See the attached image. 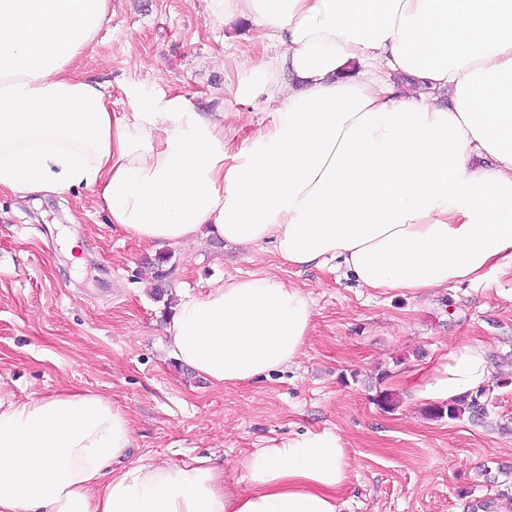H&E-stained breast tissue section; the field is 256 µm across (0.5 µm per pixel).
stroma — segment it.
<instances>
[{
	"label": "stroma",
	"mask_w": 512,
	"mask_h": 512,
	"mask_svg": "<svg viewBox=\"0 0 512 512\" xmlns=\"http://www.w3.org/2000/svg\"><path fill=\"white\" fill-rule=\"evenodd\" d=\"M264 47L245 21L211 22L205 0H112L72 72L108 81L113 111L179 94L233 113L245 138L269 107L237 97L236 63ZM95 199L92 186L36 200L0 192V386L15 398L105 393L131 418L129 461L207 458L241 491L242 457L291 433L336 431L351 464L342 512H464L467 498L512 485V473L494 485L484 476L512 465V303L495 289L383 294L329 265L289 266L269 246L145 244L115 229ZM68 237L82 271L66 256ZM162 252L175 294L249 273L307 292L313 328L300 357L230 386L179 365L164 334L170 308L151 293L148 265ZM469 341L488 346L494 368L485 422L429 417L410 399L413 374ZM381 391L393 409L377 405Z\"/></svg>",
	"instance_id": "35a3bbf8"
}]
</instances>
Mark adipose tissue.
Wrapping results in <instances>:
<instances>
[{
    "label": "adipose tissue",
    "mask_w": 512,
    "mask_h": 512,
    "mask_svg": "<svg viewBox=\"0 0 512 512\" xmlns=\"http://www.w3.org/2000/svg\"><path fill=\"white\" fill-rule=\"evenodd\" d=\"M206 3L273 49L237 86L274 106L243 140L224 110L175 95L121 116L109 83L72 75L112 0H0V190L94 186L139 241L269 244L383 293L512 288V0ZM312 321L308 293L253 274L179 294L166 333L181 365L233 385L292 364ZM493 373L485 344L461 343L410 394L444 405ZM131 440L107 395L0 389V512H341L336 432L256 449L244 492L202 460L126 463Z\"/></svg>",
    "instance_id": "obj_1"
}]
</instances>
